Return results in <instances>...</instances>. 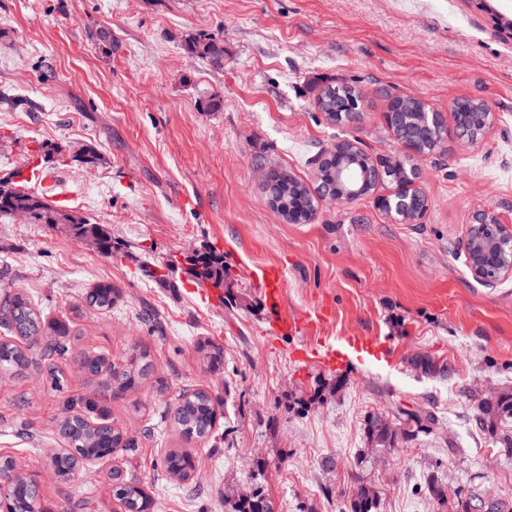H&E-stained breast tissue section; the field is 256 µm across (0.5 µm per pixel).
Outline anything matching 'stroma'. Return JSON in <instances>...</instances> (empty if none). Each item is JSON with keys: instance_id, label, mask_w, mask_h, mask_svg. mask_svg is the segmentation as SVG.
I'll return each instance as SVG.
<instances>
[{"instance_id": "obj_1", "label": "stroma", "mask_w": 512, "mask_h": 512, "mask_svg": "<svg viewBox=\"0 0 512 512\" xmlns=\"http://www.w3.org/2000/svg\"><path fill=\"white\" fill-rule=\"evenodd\" d=\"M203 35L223 44L222 67L189 54ZM335 81L360 93V123L315 108ZM0 91L28 101L0 103V179L37 162L117 247L108 257L60 227L0 221V288L70 328L50 365L0 371V458L38 483L44 512H118L119 479L140 481L153 512H231L228 485L261 488L273 512H340L336 492L361 455L380 512H438L420 490L433 466L449 491L512 499V457L475 425L488 392L512 390V282L480 285L458 248L475 211L512 208V38L474 0H0ZM395 96L442 113L469 96L497 115L480 143L451 132L442 154L419 160L421 220L395 224L378 209L387 181L342 207L320 200L309 224L270 207L267 173L316 188V159L336 141L403 156L385 119ZM87 144L90 163L76 158ZM207 247L224 255L229 302L190 291L185 257ZM267 263L285 274L276 304L250 276ZM165 265L176 287L156 281ZM100 282L117 290L107 311L85 303ZM321 306L333 311L325 341L375 337L388 360L335 370L294 359L312 337L273 334L272 322ZM203 338L221 347L220 369L200 360ZM96 350L116 367L146 351L141 386L116 396L106 375L85 373ZM193 389L212 394L219 420L189 443L170 412ZM316 391L308 410L284 411ZM88 401L131 445L63 482L51 451L61 420ZM396 406L439 425L368 452L366 419ZM189 445L199 470L174 480L165 454Z\"/></svg>"}]
</instances>
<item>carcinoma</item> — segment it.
Here are the masks:
<instances>
[{
  "label": "carcinoma",
  "instance_id": "cac0c4a2",
  "mask_svg": "<svg viewBox=\"0 0 512 512\" xmlns=\"http://www.w3.org/2000/svg\"><path fill=\"white\" fill-rule=\"evenodd\" d=\"M188 51L209 60L215 67L224 63V49L219 43L210 40L202 42L192 40ZM355 93V88L347 85H328L316 97V105L321 112H328L336 106V99ZM303 184L286 169L275 172L274 182L267 187V192L278 202L277 212L283 219H288L299 202L296 189ZM24 215L33 224H67L73 234L87 242L103 255H112V232L103 224L92 223L67 210L47 201L44 193H30L10 179L0 180V218H13ZM187 274L192 281L201 286L214 289L224 288L227 273L224 269V255L213 250L195 253L189 259ZM88 304L98 309L112 307V284L101 283L88 295ZM41 316L32 304L20 294H5L4 306L0 310V327L12 336L32 339L40 337V359L49 360L55 354L64 352V347L57 337L68 335L65 325L57 322L48 324L49 332L41 328ZM200 359L210 367L221 364L222 356L218 348L208 342H201L196 347ZM147 353L114 373L112 386L115 392L122 393L137 387L148 369ZM29 364L25 352L14 344H0V369L10 371ZM216 408L214 402L204 390L189 395L183 394L171 412V419L182 436L187 439L208 436L213 428ZM395 421L390 422L382 415H372L366 420L365 436L374 448H393L399 442H412L421 433L430 432L438 424L432 412L417 407L407 411L401 408L393 413ZM512 419V392L504 390L496 397L482 400L479 405L477 422L480 428L499 445V451L512 455V432L504 427V422ZM63 432L74 439L82 448H100L112 445L123 448L130 442L123 438L118 430L98 429L89 431L82 425L66 424ZM423 489L429 497L445 508L446 512H479V504L487 492L463 493L459 490L453 500H448V489L434 476L424 477ZM341 498V512H380V495L376 486L363 474H351L349 487L338 492ZM224 502L231 506L232 512H272L271 502L260 490L251 494H241L232 486L224 488ZM14 512H42L39 501L34 496L23 493L13 497Z\"/></svg>",
  "mask_w": 512,
  "mask_h": 512
}]
</instances>
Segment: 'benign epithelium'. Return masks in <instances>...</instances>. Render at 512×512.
I'll list each match as a JSON object with an SVG mask.
<instances>
[{"mask_svg": "<svg viewBox=\"0 0 512 512\" xmlns=\"http://www.w3.org/2000/svg\"><path fill=\"white\" fill-rule=\"evenodd\" d=\"M479 4L494 17L502 29L512 31V15L491 6L487 0ZM451 116L457 138L467 144H475L485 137L496 122V114L483 106L482 100L458 97L450 103ZM338 124L361 120L357 103L349 100L327 113ZM388 125H401L404 135L397 138L402 148L412 157H425L429 152L423 142L442 131L443 118L439 112H431L420 103L418 112H402L389 105ZM380 178L377 160L364 152L359 143L343 140L324 153L317 167L318 195L338 205H347L362 195L375 190ZM420 168L412 163L399 174L395 189L377 198L378 207L388 218L397 223H415L427 211V198L419 187ZM466 263L472 278L485 285L495 286L512 281V220L506 221L494 208L474 212L463 242ZM114 448H83L76 452L73 447L55 448L51 459L54 473L61 480H71L81 471H89L112 459ZM20 476L9 465H0V504L11 496Z\"/></svg>", "mask_w": 512, "mask_h": 512, "instance_id": "1", "label": "benign epithelium"}]
</instances>
